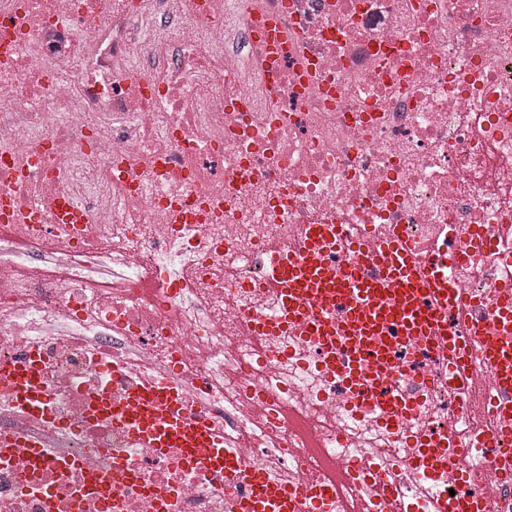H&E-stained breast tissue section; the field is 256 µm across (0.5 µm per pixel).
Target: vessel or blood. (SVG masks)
I'll use <instances>...</instances> for the list:
<instances>
[{"label": "vessel or blood", "mask_w": 512, "mask_h": 512, "mask_svg": "<svg viewBox=\"0 0 512 512\" xmlns=\"http://www.w3.org/2000/svg\"><path fill=\"white\" fill-rule=\"evenodd\" d=\"M263 281L277 288L280 306L273 315H250V333L262 336L293 325L315 338L355 405L377 411L395 430H402L411 413L393 387L404 365L400 348L420 343L426 353L447 361L449 380L460 384L466 381L463 364L478 361L495 381L485 400L494 420L491 431L453 454L421 436L420 451L407 464L428 472L457 469L463 490L452 499L451 512H494L491 496L469 493L473 474L465 460L480 454L512 479V285L499 289L490 319L473 320L463 334H455L448 327V307L469 299L462 292L449 295L448 282L433 263L409 242L350 240L334 224L305 225L298 249L269 250ZM1 386L32 414L43 412L45 389L35 368L1 363ZM94 408L147 448L175 446L192 459L204 457L219 441L208 417L186 411L173 382L146 378L121 402L99 395ZM288 427L303 453L319 452V439L302 420H289ZM219 462L227 483L249 487L247 496L230 498L229 512H325L354 473L352 463L326 457L321 482L291 484L238 463L228 452Z\"/></svg>", "instance_id": "vessel-or-blood-1"}]
</instances>
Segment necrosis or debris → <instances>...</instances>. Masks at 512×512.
I'll use <instances>...</instances> for the list:
<instances>
[{"label": "necrosis or debris", "instance_id": "obj_1", "mask_svg": "<svg viewBox=\"0 0 512 512\" xmlns=\"http://www.w3.org/2000/svg\"><path fill=\"white\" fill-rule=\"evenodd\" d=\"M174 3L0 0V363L38 359L48 400L35 417L0 389V512H226L223 473L92 412L116 374L177 377L248 467L320 480L281 411L355 462L342 501L388 484L440 512L454 474L405 467L408 440L352 407L314 342L246 318L277 312L266 252L307 224L409 240L480 308L512 282V0H256L231 31L236 0ZM63 196L88 223H55ZM493 384L425 357L395 387L410 433L456 444L488 431L459 403ZM117 458L132 483L107 496L92 475Z\"/></svg>", "mask_w": 512, "mask_h": 512}]
</instances>
